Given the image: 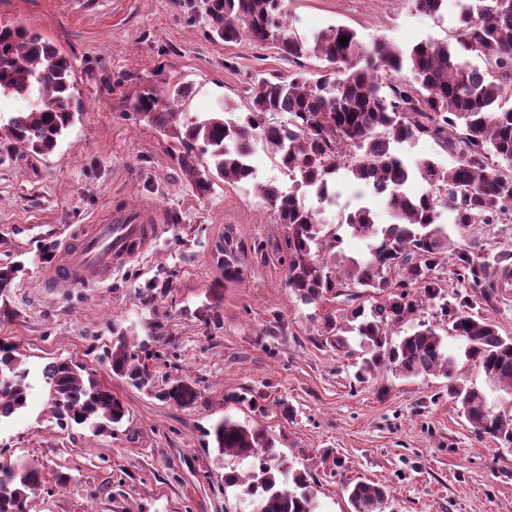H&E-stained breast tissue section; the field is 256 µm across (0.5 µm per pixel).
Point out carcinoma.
I'll use <instances>...</instances> for the list:
<instances>
[{
    "label": "carcinoma",
    "mask_w": 512,
    "mask_h": 512,
    "mask_svg": "<svg viewBox=\"0 0 512 512\" xmlns=\"http://www.w3.org/2000/svg\"><path fill=\"white\" fill-rule=\"evenodd\" d=\"M457 45L423 40L407 50L380 39L364 45L357 34L330 26L301 34L288 22L283 0H207L200 9L209 37L224 43H273L286 56L314 55L326 62L322 74L302 73L287 80L257 76L251 83L246 110L230 105L207 116H191L182 106L192 86L182 83L147 94L134 109L158 127L179 124L176 160L185 179L201 195L218 182L249 184L254 180L252 157L262 144L281 169L299 176L300 186L326 200L337 195L336 173L345 168L369 189L390 187V224H377L367 206L349 213L350 232L369 241L368 253L357 259L337 258L340 240L324 231L318 210L304 197L283 192L274 181L254 185L262 203L288 228L279 260L286 267V286L307 303L331 295L345 297L343 317H324L322 335L338 345L345 323L354 320L367 352L356 380L365 382L387 368L403 376L437 374L448 379V397L480 436L512 447V416L491 408L486 393L455 378L456 357L444 336L423 322L397 342L388 328L405 324L424 308L436 306L448 331L466 342V361L487 381L512 390V336L479 308L500 298L512 265L475 256L458 246L437 223V193L446 191L453 224H489L512 211V108L502 101L512 93V0H459ZM348 37L341 44L340 37ZM474 54L481 64L471 62ZM408 70L411 80L397 81ZM72 69L67 56L40 34L22 26H0V95L28 102L0 127V143L18 144L36 155L52 153L75 119ZM282 120L275 121L273 117ZM432 138L457 155L442 167L430 159L410 163L398 146ZM419 180L424 189L409 195L405 187ZM244 248L224 234V280L242 274ZM457 268V282L467 289L449 290L439 268ZM372 299L370 311L353 302ZM124 332L116 334L106 358L112 373L155 398L180 407L194 405L200 393L187 377L161 382ZM27 369L16 349L0 342V420L28 405ZM48 402L62 428L89 425L104 432L126 416L124 402L71 361L58 360L43 369ZM221 455L239 460L264 452L258 469L243 476L224 474V485L239 486L256 497L259 512H315L313 496L301 474L294 488L280 479L284 462L264 430L226 416L206 431ZM35 468L0 466V512H29V498L39 485ZM351 512H385L390 490L362 481L345 487Z\"/></svg>",
    "instance_id": "carcinoma-1"
}]
</instances>
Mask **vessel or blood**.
<instances>
[{
    "mask_svg": "<svg viewBox=\"0 0 512 512\" xmlns=\"http://www.w3.org/2000/svg\"><path fill=\"white\" fill-rule=\"evenodd\" d=\"M159 227L134 217L125 224H96L65 244V257L44 275L43 285L62 291L88 285L110 275L114 261L132 260L156 239Z\"/></svg>",
    "mask_w": 512,
    "mask_h": 512,
    "instance_id": "1",
    "label": "vessel or blood"
}]
</instances>
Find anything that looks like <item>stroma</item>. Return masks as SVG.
I'll list each match as a JSON object with an SVG mask.
<instances>
[{"label": "stroma", "instance_id": "obj_1", "mask_svg": "<svg viewBox=\"0 0 512 512\" xmlns=\"http://www.w3.org/2000/svg\"><path fill=\"white\" fill-rule=\"evenodd\" d=\"M284 7L299 33L342 25L362 43L384 38L406 49L452 39L459 2L446 0L435 15L417 13L413 0ZM6 24L33 29L69 58L82 104L51 154L0 147V267L22 266L15 287L0 294V341L16 346L30 385L28 409L0 421V465L39 470L30 512H253L224 475L256 469L258 460L219 456L204 437L226 415L265 430L288 470L305 475L317 512H350L344 486L358 480L391 490L385 512H512V448L475 434L446 378L382 370L357 382L356 334L341 349L321 334L341 299L306 304L286 286L277 253L286 226L253 186L222 183L200 196L173 154L175 129L133 108L140 96L182 82L193 87L190 114L242 106L254 76H310L323 60L293 59L271 43L211 40L202 22L188 21L183 0H0ZM132 211L161 222L143 255L116 265L106 282L44 288L69 233ZM438 221L472 251L512 258V221L458 229L444 207ZM228 226L247 250L244 275L231 283L213 256ZM417 318L445 334L458 381L512 414V390L490 385L462 358L464 343L440 312ZM116 329L158 350L149 363L158 378L195 382L198 402L168 404L114 375L102 355ZM60 358L82 364L124 401L120 425L102 433L57 425L42 370ZM233 394L260 398L266 413L230 402ZM327 452L342 467L322 463ZM61 472L71 477L63 486Z\"/></svg>", "mask_w": 512, "mask_h": 512}]
</instances>
